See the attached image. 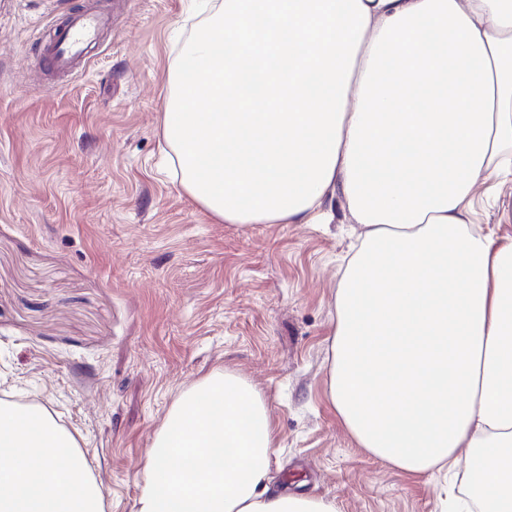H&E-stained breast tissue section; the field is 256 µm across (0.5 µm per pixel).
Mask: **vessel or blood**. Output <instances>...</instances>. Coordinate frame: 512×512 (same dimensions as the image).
I'll list each match as a JSON object with an SVG mask.
<instances>
[{
  "label": "vessel or blood",
  "instance_id": "vessel-or-blood-1",
  "mask_svg": "<svg viewBox=\"0 0 512 512\" xmlns=\"http://www.w3.org/2000/svg\"><path fill=\"white\" fill-rule=\"evenodd\" d=\"M108 21V16L100 12L79 10L68 14L43 48L51 69L65 70L84 60L88 47Z\"/></svg>",
  "mask_w": 512,
  "mask_h": 512
}]
</instances>
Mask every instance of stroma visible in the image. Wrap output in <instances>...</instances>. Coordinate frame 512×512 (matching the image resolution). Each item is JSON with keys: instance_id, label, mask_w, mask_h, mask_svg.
I'll return each mask as SVG.
<instances>
[{"instance_id": "obj_1", "label": "stroma", "mask_w": 512, "mask_h": 512, "mask_svg": "<svg viewBox=\"0 0 512 512\" xmlns=\"http://www.w3.org/2000/svg\"><path fill=\"white\" fill-rule=\"evenodd\" d=\"M202 0H0V399L72 434L104 512H135L146 451L215 372L263 393L270 487L338 512H444L454 472L411 476L359 448L331 405L340 275L361 225L227 224L181 187L163 137ZM102 8L85 67L48 86L37 39ZM473 229L512 235V176L474 187Z\"/></svg>"}]
</instances>
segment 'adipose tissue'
I'll use <instances>...</instances> for the list:
<instances>
[{
  "instance_id": "adipose-tissue-1",
  "label": "adipose tissue",
  "mask_w": 512,
  "mask_h": 512,
  "mask_svg": "<svg viewBox=\"0 0 512 512\" xmlns=\"http://www.w3.org/2000/svg\"><path fill=\"white\" fill-rule=\"evenodd\" d=\"M164 113L181 186L228 224L365 231L341 276L331 403L361 448L453 468L512 512V236L470 227L512 174V0H221ZM259 390L218 372L169 410L136 512H337L269 490ZM0 512H103L72 435L0 403Z\"/></svg>"
}]
</instances>
